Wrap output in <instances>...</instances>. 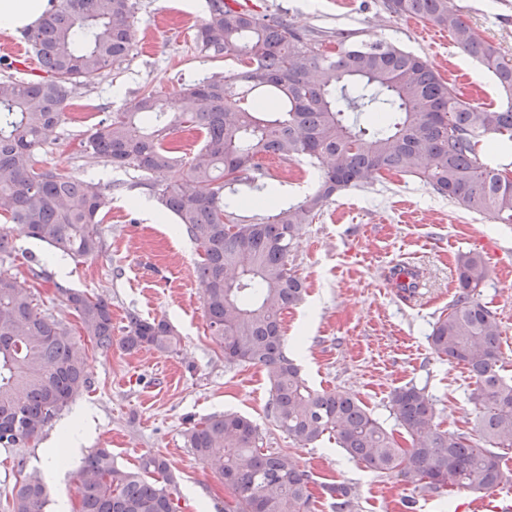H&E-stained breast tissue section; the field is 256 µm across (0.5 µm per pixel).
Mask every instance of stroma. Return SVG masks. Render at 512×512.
Returning a JSON list of instances; mask_svg holds the SVG:
<instances>
[{"label":"stroma","mask_w":512,"mask_h":512,"mask_svg":"<svg viewBox=\"0 0 512 512\" xmlns=\"http://www.w3.org/2000/svg\"><path fill=\"white\" fill-rule=\"evenodd\" d=\"M136 46L118 68L96 84L78 89L73 106L96 118L124 109L141 91L171 96L181 83L215 72H237L232 61L196 54L195 30L205 0H135ZM257 14L276 13L312 31L345 29L356 39L387 41L420 55L474 102L498 106L505 94L494 76L459 51L432 46L421 34L429 23L399 17L383 0H253ZM471 26L512 60V0H449ZM90 124L65 119L44 161L90 175L112 198L101 226L105 249L95 259L67 261L58 270L51 250L14 229V251L4 266L25 276L30 257L47 271L35 294L56 319L76 326L74 311L55 295L56 286L106 298L115 331L126 315L167 319L180 338L175 353L155 349L102 350L85 342V388L46 429L23 449L27 469H43V450L63 425H77L78 413L93 423L85 452L107 448L116 463L137 468L143 456L167 459L179 489V512H224V484L185 444L184 433L200 419L233 411L259 428L265 447L287 450L311 478L313 512H331L321 485H349L354 512H489V504L511 499L490 493L452 491L440 498L412 489L349 457L334 441L302 447L282 433L268 415L270 382L263 368L229 364L209 334L196 264L199 249L172 216L152 221L142 202H155L147 177L134 168L115 169L83 153ZM265 170L281 179L282 204L301 200L317 178L307 160L269 158ZM478 252L488 264L480 299L496 312L504 376L512 377V224L475 215L441 197L410 175L382 173L350 188L305 225L289 256L306 293L282 315L287 354L317 390H342L360 400L387 430L398 423L392 391L413 384L433 402L442 431H467L480 410L476 384L461 365L439 359L429 335L457 291L456 259ZM419 267L426 276L416 305L392 288L387 273L397 264Z\"/></svg>","instance_id":"35a3bbf8"}]
</instances>
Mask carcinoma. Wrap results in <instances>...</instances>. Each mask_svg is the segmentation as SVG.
I'll return each mask as SVG.
<instances>
[{
    "instance_id": "carcinoma-1",
    "label": "carcinoma",
    "mask_w": 512,
    "mask_h": 512,
    "mask_svg": "<svg viewBox=\"0 0 512 512\" xmlns=\"http://www.w3.org/2000/svg\"><path fill=\"white\" fill-rule=\"evenodd\" d=\"M24 38L46 72L39 80H0V258L12 253L13 225L53 253L75 261L103 252L101 224L112 198L91 180L37 159L64 120L77 88L120 65L134 46L132 0H50ZM194 45L206 58L238 60L240 70L183 83L163 101L154 90L130 100L91 131L84 148L115 168L134 167L151 180L164 209L200 248L196 273L210 336L229 364L265 369L275 425L298 445L323 437L370 470L431 494L481 493L509 480L503 451L512 448V380L499 373L500 323L477 296L488 268L478 252L457 258V292L433 325L429 342L442 360L463 365L475 380L481 410L470 432L440 431L425 389L393 390L390 405L410 437L402 445L361 401L342 391L318 392L288 357L282 314L302 298L301 278L288 257L302 227L336 193L367 184L376 173L413 174L434 192L474 214L512 224V179L479 158L477 147L512 150V105L466 101L420 56L384 41L301 31L281 16L235 11L206 0ZM393 14L448 31L456 47L512 93V60L476 34L448 0H386ZM336 43L331 53L326 45ZM195 130L203 141L186 159L173 135ZM305 157L318 169L313 192L249 221L236 211L252 204L261 160ZM238 173L224 182V172ZM388 280L402 293L423 287L415 266H397ZM83 335L112 348V303L56 286ZM121 346L177 351L164 319L127 315ZM85 348L72 330L41 309L26 279L0 269V447L24 448L45 432L87 387ZM186 445L224 480V512H312L310 477L285 451L263 448L253 422L236 412L212 415L185 432ZM9 512H45L49 490L18 457ZM335 512H352L344 483L323 486ZM78 512H177L179 489L167 461L116 465L98 448L84 461Z\"/></svg>"
}]
</instances>
